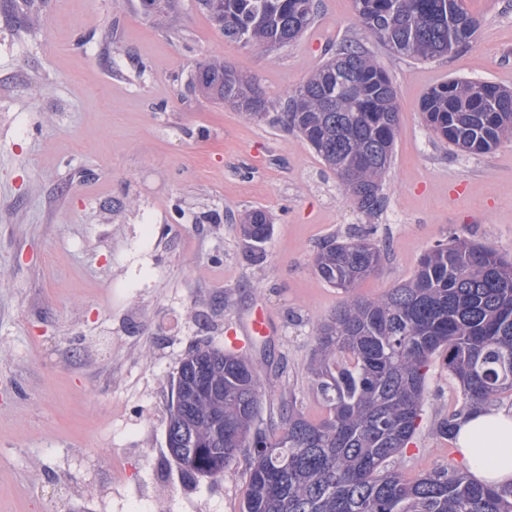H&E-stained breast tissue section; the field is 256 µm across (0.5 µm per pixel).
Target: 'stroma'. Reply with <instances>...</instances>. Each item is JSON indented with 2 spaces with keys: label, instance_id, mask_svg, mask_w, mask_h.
Masks as SVG:
<instances>
[{
  "label": "stroma",
  "instance_id": "obj_1",
  "mask_svg": "<svg viewBox=\"0 0 512 512\" xmlns=\"http://www.w3.org/2000/svg\"><path fill=\"white\" fill-rule=\"evenodd\" d=\"M316 4L302 35L269 50L225 39L198 0H178L164 22L141 0H0V512H135L140 483L167 512H239L245 460L221 482L188 484L167 451L173 381L192 345L253 361L317 420L312 329L342 299L312 268L326 238L374 229L382 261L356 289L368 299L410 278L440 240L512 257V139L465 153L420 112L453 78L512 90V0H466L474 38L427 61L363 32L352 0ZM348 46L397 94L373 212L297 133L190 88L196 67L219 59L281 106ZM256 209L273 224L261 252L238 228ZM259 306L274 335L231 346ZM459 397L433 358L398 460L406 477L455 462L432 428Z\"/></svg>",
  "mask_w": 512,
  "mask_h": 512
}]
</instances>
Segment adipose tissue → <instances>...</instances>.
I'll use <instances>...</instances> for the list:
<instances>
[{
    "instance_id": "adipose-tissue-1",
    "label": "adipose tissue",
    "mask_w": 512,
    "mask_h": 512,
    "mask_svg": "<svg viewBox=\"0 0 512 512\" xmlns=\"http://www.w3.org/2000/svg\"><path fill=\"white\" fill-rule=\"evenodd\" d=\"M453 443L472 482L512 487V408L488 406L460 418Z\"/></svg>"
}]
</instances>
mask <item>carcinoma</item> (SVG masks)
Listing matches in <instances>:
<instances>
[{
    "mask_svg": "<svg viewBox=\"0 0 512 512\" xmlns=\"http://www.w3.org/2000/svg\"><path fill=\"white\" fill-rule=\"evenodd\" d=\"M176 0H149L159 20ZM361 28L397 54L427 60L470 42L477 22L465 0H353ZM228 40L281 48L315 17L314 0H199ZM193 88L298 132L336 172L361 209L379 206V180L390 165L399 115L396 91L367 53L347 48L301 84L284 110L271 114L259 87L213 59L199 65ZM471 80L431 89L420 110L448 144L488 153L512 134V91L485 94ZM272 224L262 210L240 224L244 240L266 243ZM371 229L324 241L316 274L343 299L317 322L308 373L325 409L307 419L294 399L279 404V433L266 434L259 417L273 380L231 352L197 347L180 362L181 401L169 406L176 430L168 449L183 480L224 478L241 456L248 483L240 512H512V489L477 485L439 464L409 480L397 466L413 439L432 357L443 358L460 384L456 406L435 422L451 439L456 420L512 392V261L494 248L456 237L439 241L414 274L376 299L354 293L382 259Z\"/></svg>",
    "mask_w": 512,
    "mask_h": 512,
    "instance_id": "cac0c4a2",
    "label": "carcinoma"
}]
</instances>
